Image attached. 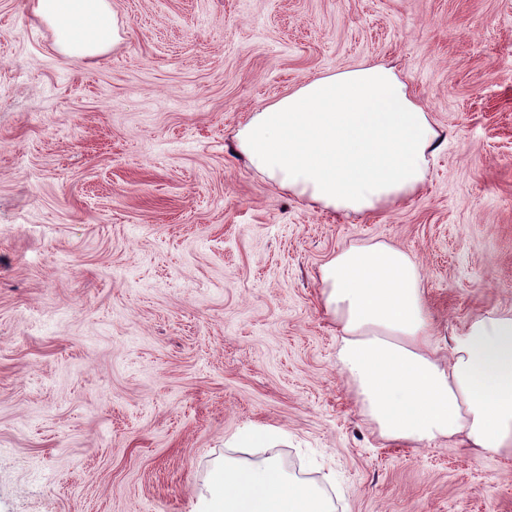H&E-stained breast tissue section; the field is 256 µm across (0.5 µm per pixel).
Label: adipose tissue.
Listing matches in <instances>:
<instances>
[{
	"label": "adipose tissue",
	"mask_w": 512,
	"mask_h": 512,
	"mask_svg": "<svg viewBox=\"0 0 512 512\" xmlns=\"http://www.w3.org/2000/svg\"><path fill=\"white\" fill-rule=\"evenodd\" d=\"M59 52L95 59L120 39L109 0H27ZM438 133L383 62L304 82L237 132L241 153L276 185L325 209L364 215L425 182ZM338 331L336 360L362 412L393 442L512 452V316L476 321L443 350L423 279L403 249H344L321 270ZM210 512H332L321 490L273 458L225 462Z\"/></svg>",
	"instance_id": "1"
}]
</instances>
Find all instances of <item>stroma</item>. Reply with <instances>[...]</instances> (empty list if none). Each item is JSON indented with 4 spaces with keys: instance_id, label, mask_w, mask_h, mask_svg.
Listing matches in <instances>:
<instances>
[{
    "instance_id": "35a3bbf8",
    "label": "stroma",
    "mask_w": 512,
    "mask_h": 512,
    "mask_svg": "<svg viewBox=\"0 0 512 512\" xmlns=\"http://www.w3.org/2000/svg\"><path fill=\"white\" fill-rule=\"evenodd\" d=\"M111 5L88 61L0 0V512H201L246 455L335 512H512V457L379 435L320 276L387 243L445 340L512 313V0ZM366 62L439 134L414 196L344 216L249 165L254 112Z\"/></svg>"
}]
</instances>
